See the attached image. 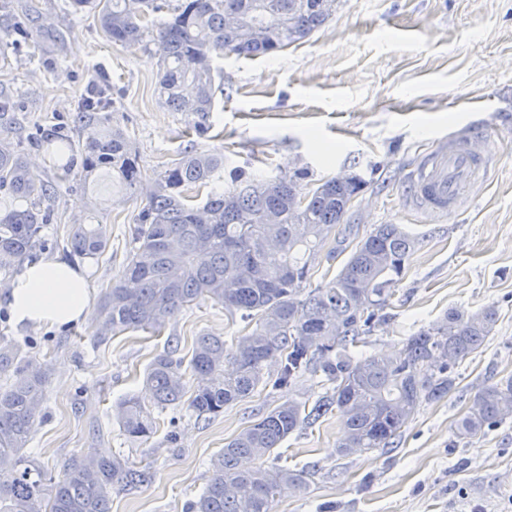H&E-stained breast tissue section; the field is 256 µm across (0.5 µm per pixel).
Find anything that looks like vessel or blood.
I'll return each mask as SVG.
<instances>
[{"mask_svg":"<svg viewBox=\"0 0 512 512\" xmlns=\"http://www.w3.org/2000/svg\"><path fill=\"white\" fill-rule=\"evenodd\" d=\"M487 153L472 144L439 145L419 165L413 178V197L420 207L436 217L456 212L467 198L471 184L485 173Z\"/></svg>","mask_w":512,"mask_h":512,"instance_id":"1","label":"vessel or blood"}]
</instances>
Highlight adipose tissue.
Segmentation results:
<instances>
[{"label":"adipose tissue","mask_w":512,"mask_h":512,"mask_svg":"<svg viewBox=\"0 0 512 512\" xmlns=\"http://www.w3.org/2000/svg\"><path fill=\"white\" fill-rule=\"evenodd\" d=\"M5 297L15 322L35 328L86 323L93 304L79 266L56 257L24 264Z\"/></svg>","instance_id":"ef3b65f1"}]
</instances>
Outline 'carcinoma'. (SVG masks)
I'll use <instances>...</instances> for the list:
<instances>
[{
	"mask_svg": "<svg viewBox=\"0 0 512 512\" xmlns=\"http://www.w3.org/2000/svg\"><path fill=\"white\" fill-rule=\"evenodd\" d=\"M77 12L96 17L114 43L157 56L159 103L191 112L201 121L217 111L219 73L214 60L230 51L257 56L308 38L333 16L327 0H71ZM257 26L270 39L252 38ZM5 34L36 45L28 23L16 20ZM110 89L101 86L78 106L91 128L82 141L88 171L108 167L128 189L140 183L135 153L117 130L105 127ZM305 170L288 177L247 171L222 153L187 152L159 174L146 196L132 235L133 253L100 307V334L163 328L201 297L224 305L231 317L255 321L227 343L222 336L196 340L189 361L167 351L154 358L145 380L158 407L177 406L196 381L188 407L215 418L250 397L259 386L282 389L307 369L331 385L312 406L290 399L256 418L210 461L211 478L184 512H272L286 488L300 489L307 472L256 462L300 428L336 414L347 432L342 454L394 447L420 405L455 387V368L478 353L496 312L448 313L408 337L399 354L382 358L356 349L376 323L388 317L394 284L418 239L398 224H380L361 238L326 288L305 291L319 254L344 223L365 182L357 175L326 180L304 191ZM30 206L0 215V268L35 260L46 249L50 215L38 203L51 186L31 172L10 146L0 148V187ZM208 189L195 203L189 188ZM101 224H77L71 253L103 252ZM279 364L270 373L271 364ZM17 365L25 376L0 389V512H111L112 489L152 482L154 474L119 456L71 458L58 475L26 454L44 420L46 376L42 368L0 351V370ZM512 413V377L478 390L457 423L461 439L484 436ZM119 425L131 439H147L156 423L133 396L120 402Z\"/></svg>",
	"mask_w": 512,
	"mask_h": 512,
	"instance_id": "1",
	"label": "carcinoma"
}]
</instances>
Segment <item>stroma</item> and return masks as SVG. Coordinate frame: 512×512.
<instances>
[{
    "instance_id": "1",
    "label": "stroma",
    "mask_w": 512,
    "mask_h": 512,
    "mask_svg": "<svg viewBox=\"0 0 512 512\" xmlns=\"http://www.w3.org/2000/svg\"><path fill=\"white\" fill-rule=\"evenodd\" d=\"M69 2L10 0L42 50L9 46L10 68L0 71V98L13 104L0 115V137L52 187L47 256L68 257L72 225H105V252L78 260L102 298L134 247L147 190L188 151L221 150L271 176L306 168L316 184L360 175L367 186L347 218L354 233L398 224L420 239L366 353L394 355L451 311L491 306L497 321L482 351L460 365L455 388L419 407L397 448L340 453L345 427L333 414L290 435L269 462L310 476L304 488L281 493L273 512H512V416L472 439L455 428L475 392L512 376V0H340L324 26L281 52L225 54L224 96L201 132L195 115L159 104L157 57L112 43ZM104 81L112 85L109 124L138 156L134 193L113 182L111 169L81 168L78 105L90 84ZM447 139L473 141L492 161L462 207L437 220L410 205V176ZM243 327L201 298L161 332L102 340L95 315L59 329L15 323L0 293V347H19L46 372L47 417L29 453L55 474L76 455H123L154 479L113 492L112 512H183L225 443L283 401L311 404L324 391L322 375L308 370L291 388H258L214 419L184 404L157 407L143 381L156 355L171 348L187 359L198 336L229 340ZM129 395L157 422L148 440H128L120 429L116 409Z\"/></svg>"
}]
</instances>
